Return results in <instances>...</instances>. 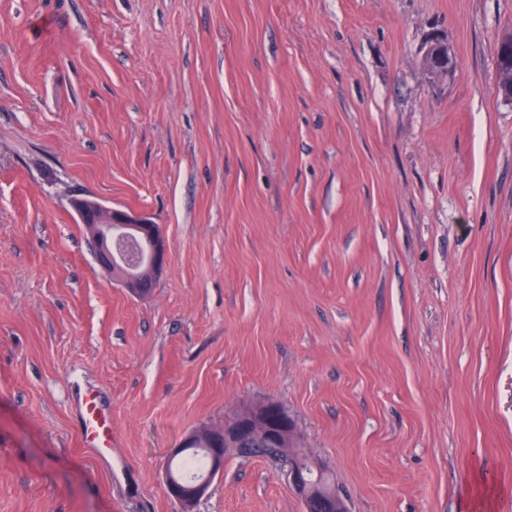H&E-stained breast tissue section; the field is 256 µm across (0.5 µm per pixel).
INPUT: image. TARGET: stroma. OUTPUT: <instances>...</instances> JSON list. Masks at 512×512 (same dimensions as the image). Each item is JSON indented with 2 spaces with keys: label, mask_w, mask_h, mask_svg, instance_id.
Returning a JSON list of instances; mask_svg holds the SVG:
<instances>
[{
  "label": "stroma",
  "mask_w": 512,
  "mask_h": 512,
  "mask_svg": "<svg viewBox=\"0 0 512 512\" xmlns=\"http://www.w3.org/2000/svg\"><path fill=\"white\" fill-rule=\"evenodd\" d=\"M509 26L512 0H0V512H179L172 448L268 400L349 512H512ZM73 194L162 226L148 296ZM302 510L234 452L195 507ZM511 51V54H510ZM497 89L499 96L506 102H512V29L508 28L500 36L497 44ZM511 63V70L509 69ZM423 64L439 80H449L460 66L454 49L440 38H431L426 43ZM83 442L100 452L112 446V407L96 395L85 394L77 401Z\"/></svg>",
  "instance_id": "stroma-1"
}]
</instances>
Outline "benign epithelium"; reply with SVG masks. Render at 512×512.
<instances>
[{"label": "benign epithelium", "mask_w": 512, "mask_h": 512, "mask_svg": "<svg viewBox=\"0 0 512 512\" xmlns=\"http://www.w3.org/2000/svg\"><path fill=\"white\" fill-rule=\"evenodd\" d=\"M496 56L498 94L504 101L512 102L511 28L500 36ZM423 64L439 80L451 78L460 66L454 49L440 38H432L426 43ZM69 204L94 241L99 265L112 274V280L135 295L150 293L168 261V245L160 226L146 216L107 207L86 195L71 197ZM214 433L224 436V447L208 449L207 477L187 481L171 470L166 474L167 492L179 503L181 512H194L212 478L223 471L224 455L228 450H239L256 441L288 449V458L277 461V465L300 497L303 512H317L323 496L334 501L335 512H348L344 497L335 485L317 484L309 479L310 471H321V465L300 448L294 421L279 403L269 400L239 412L213 431H195L173 449L172 456L179 455L192 444L210 440Z\"/></svg>", "instance_id": "benign-epithelium-1"}]
</instances>
